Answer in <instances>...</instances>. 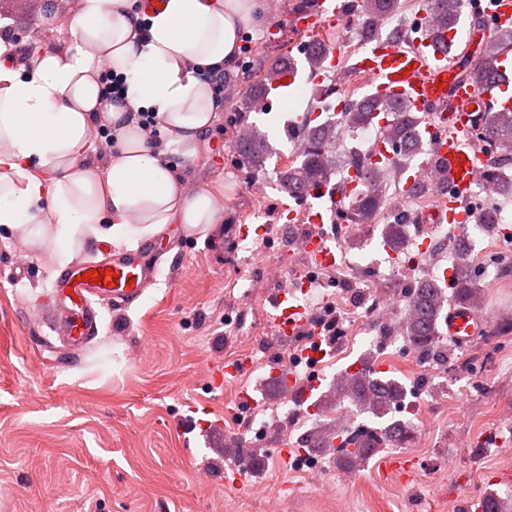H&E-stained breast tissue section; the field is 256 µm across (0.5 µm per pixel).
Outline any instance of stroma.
<instances>
[{
  "mask_svg": "<svg viewBox=\"0 0 512 512\" xmlns=\"http://www.w3.org/2000/svg\"><path fill=\"white\" fill-rule=\"evenodd\" d=\"M262 3L226 71L232 85L254 82L259 69L284 54L305 62L297 47L306 37L290 22L303 0ZM45 8L46 0H0V20L10 23L19 59L69 42L66 22L43 23ZM272 27L281 38L269 43ZM313 95L301 79L266 114L221 104L185 173L190 188L219 201L234 197V212L219 211L203 234L186 237L170 224L141 241L139 250L157 261L155 280L130 308L103 311L90 353L66 343L70 314L51 302L57 268L19 231L0 226V512H465V504L491 493L503 512H512V484L491 482L512 470V332L499 329L503 313H512V273L505 268L512 250L503 249L502 235L483 229L469 239L483 271L482 312L490 327L484 337L450 344L447 364L402 354L401 337L369 343L352 333L325 344L323 386L370 356L414 387L407 401L417 429L399 450L413 464L411 480L380 469L391 454L385 447L356 475L307 454L301 437L337 412L348 413L351 427L374 419L346 400L312 412L295 402L283 411V396L266 382L274 360L256 358L224 390L210 385L211 369L254 340L286 345L274 330L271 296L244 302L228 283H247L276 259L308 269L306 257L279 248L285 220L277 205L285 195L274 173L295 160L285 126L311 108ZM246 124L268 141L262 166H249L236 150ZM242 224L252 227L244 240ZM381 233L378 223L352 232L348 250L366 251V260L324 274L356 287L376 284L400 316L406 303L398 286L409 274L386 261ZM242 392L254 400L251 416L279 421L289 459L272 455L278 438L250 446L239 417L226 414ZM201 405L215 429L178 432L181 416ZM313 471L322 475L316 487L307 478Z\"/></svg>",
  "mask_w": 512,
  "mask_h": 512,
  "instance_id": "obj_1",
  "label": "stroma"
}]
</instances>
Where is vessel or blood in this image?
<instances>
[{
    "label": "vessel or blood",
    "instance_id": "obj_1",
    "mask_svg": "<svg viewBox=\"0 0 512 512\" xmlns=\"http://www.w3.org/2000/svg\"><path fill=\"white\" fill-rule=\"evenodd\" d=\"M346 0H311L292 17L293 27L300 32L316 31L326 23L344 16ZM475 9L486 16L491 26L512 25V0H476ZM426 16L414 24L412 40H378L370 44L356 63L358 72L368 79L377 96L405 102L414 114L415 125L431 147L428 162L442 180L436 206L420 217L425 224H464L473 220L476 211L469 204L474 172L485 165L481 152L470 143L469 124L473 108L487 107L494 112L512 111V59L500 56L483 87L461 79L455 32L430 36ZM339 47L328 48L323 67L314 69L307 81L321 85L334 81L340 71ZM357 188L356 182L311 188L310 200L304 205L308 224L304 229L289 226V234H304L309 248L307 258L319 268L336 264V237L327 223L346 205ZM98 270L102 280L89 282L83 274ZM154 274L150 259L138 254H123L107 262L79 263L62 271L56 279L55 304L71 314L67 327L69 346L81 350L90 344L98 331L100 306L128 307L143 293ZM294 289H280L274 301V325L279 336H310L305 354L311 362H319L326 354L320 329L303 306L295 304ZM487 316L463 305L449 308L443 326L449 340L465 343L485 333ZM279 390L292 397L308 400L320 386L315 376L301 377L282 369L271 372Z\"/></svg>",
    "mask_w": 512,
    "mask_h": 512
}]
</instances>
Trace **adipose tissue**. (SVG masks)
Masks as SVG:
<instances>
[{"label": "adipose tissue", "mask_w": 512, "mask_h": 512, "mask_svg": "<svg viewBox=\"0 0 512 512\" xmlns=\"http://www.w3.org/2000/svg\"><path fill=\"white\" fill-rule=\"evenodd\" d=\"M258 0H164L145 15L133 0H78L72 44L13 62L0 21V226L22 230L57 266L104 238L137 247L179 224L204 232L216 222L210 191L190 189L180 163L194 158L218 110L212 73L231 66ZM122 96L104 95L102 72ZM155 113L166 133L153 142L140 123ZM117 147L92 158L98 125Z\"/></svg>", "instance_id": "1"}]
</instances>
